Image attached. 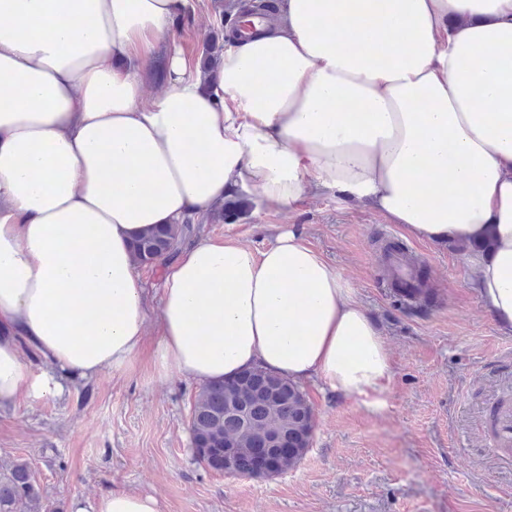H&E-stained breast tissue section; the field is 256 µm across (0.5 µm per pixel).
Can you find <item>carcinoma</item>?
I'll use <instances>...</instances> for the list:
<instances>
[{"label":"carcinoma","mask_w":512,"mask_h":512,"mask_svg":"<svg viewBox=\"0 0 512 512\" xmlns=\"http://www.w3.org/2000/svg\"><path fill=\"white\" fill-rule=\"evenodd\" d=\"M271 0H240L224 5L214 0L213 10L220 28L235 24L237 13L245 9L273 11ZM223 47L214 43L203 49L202 72L218 61ZM252 204L241 193L230 195L210 216L214 223L231 224L246 215ZM194 232L191 220L182 224H159L141 236L133 246L140 266H152L175 256L183 241ZM197 461L205 468L224 470V441H232L247 455L238 463L242 476H250L254 459L271 456L279 472L294 468L305 457L313 441L315 414L303 387L254 366L231 379L201 387L189 421ZM53 512L45 502L28 463L17 461L0 475V512Z\"/></svg>","instance_id":"cac0c4a2"}]
</instances>
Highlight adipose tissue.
I'll return each instance as SVG.
<instances>
[{
	"instance_id": "adipose-tissue-1",
	"label": "adipose tissue",
	"mask_w": 512,
	"mask_h": 512,
	"mask_svg": "<svg viewBox=\"0 0 512 512\" xmlns=\"http://www.w3.org/2000/svg\"><path fill=\"white\" fill-rule=\"evenodd\" d=\"M185 2L0 0V408L146 351L162 380L259 365L383 409L387 344L294 231L263 250L200 238L148 297L135 238L242 189L277 211L368 202L430 243L492 237L465 265L512 333V0H284L210 78L172 49L147 94L142 64ZM74 512L158 508L116 487Z\"/></svg>"
}]
</instances>
